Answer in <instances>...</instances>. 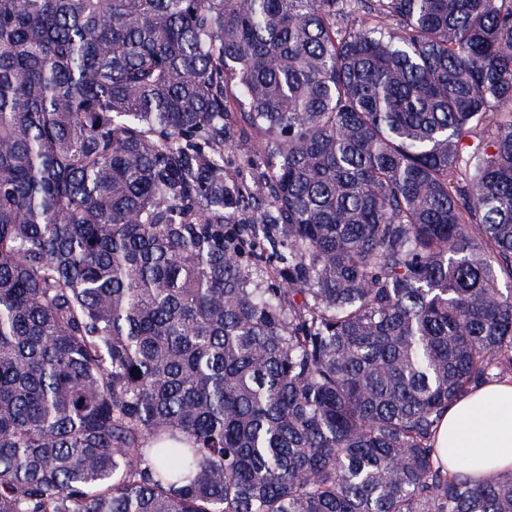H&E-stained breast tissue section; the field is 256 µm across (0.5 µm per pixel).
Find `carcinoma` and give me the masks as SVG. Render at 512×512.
<instances>
[{"label":"carcinoma","mask_w":512,"mask_h":512,"mask_svg":"<svg viewBox=\"0 0 512 512\" xmlns=\"http://www.w3.org/2000/svg\"><path fill=\"white\" fill-rule=\"evenodd\" d=\"M503 276L512 0H0V512H512ZM436 448L446 467L476 482L512 468V381L485 385L450 405Z\"/></svg>","instance_id":"1"}]
</instances>
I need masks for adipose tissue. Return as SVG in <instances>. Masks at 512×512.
<instances>
[{"label":"adipose tissue","mask_w":512,"mask_h":512,"mask_svg":"<svg viewBox=\"0 0 512 512\" xmlns=\"http://www.w3.org/2000/svg\"><path fill=\"white\" fill-rule=\"evenodd\" d=\"M436 446L446 467L477 482L512 468V381L480 387L450 405Z\"/></svg>","instance_id":"obj_1"}]
</instances>
